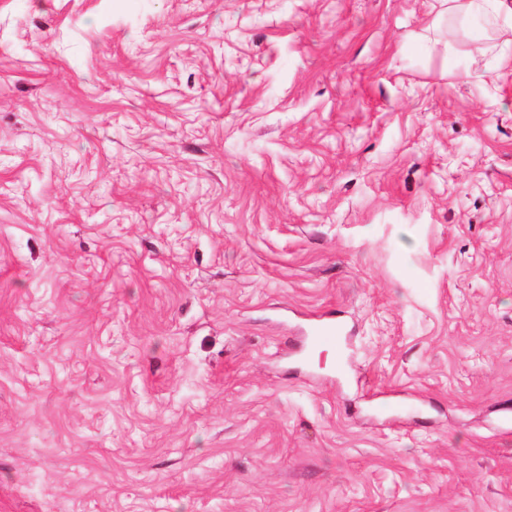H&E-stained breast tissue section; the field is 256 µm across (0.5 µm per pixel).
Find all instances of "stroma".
<instances>
[{"label":"stroma","instance_id":"1","mask_svg":"<svg viewBox=\"0 0 512 512\" xmlns=\"http://www.w3.org/2000/svg\"><path fill=\"white\" fill-rule=\"evenodd\" d=\"M439 8L0 0V512H512V20ZM343 329L339 323L326 319L314 324L310 331L309 341L314 351H321L328 347L340 348L343 342Z\"/></svg>","mask_w":512,"mask_h":512}]
</instances>
